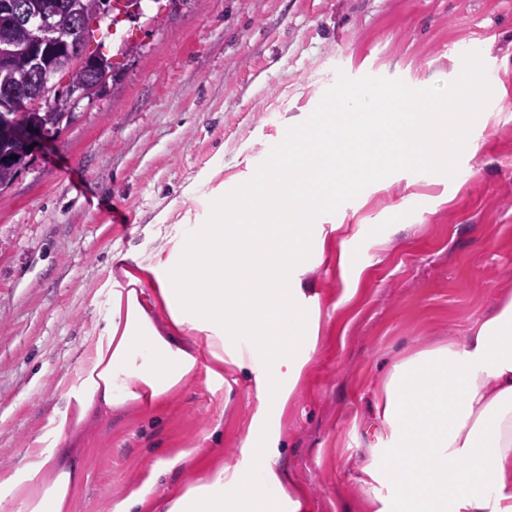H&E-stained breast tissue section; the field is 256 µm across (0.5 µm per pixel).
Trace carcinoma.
<instances>
[{"mask_svg": "<svg viewBox=\"0 0 512 512\" xmlns=\"http://www.w3.org/2000/svg\"><path fill=\"white\" fill-rule=\"evenodd\" d=\"M15 0H0V52L13 56V66L0 70V87L24 80L30 72L28 53L34 41V32L14 20ZM56 4V26L70 32L71 37L61 43H41L39 53L55 75L68 78V84H84L95 78H106L111 63L86 50L94 35L93 24H101L107 12L101 11L102 0H51ZM71 100L58 98L54 89L30 100L26 112H0V188L12 183L19 171L28 164L29 153L15 138L20 126L32 125L45 133L59 129L69 118Z\"/></svg>", "mask_w": 512, "mask_h": 512, "instance_id": "obj_1", "label": "carcinoma"}]
</instances>
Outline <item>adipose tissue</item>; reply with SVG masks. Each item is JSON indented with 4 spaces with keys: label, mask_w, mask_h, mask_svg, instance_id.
<instances>
[{
    "label": "adipose tissue",
    "mask_w": 512,
    "mask_h": 512,
    "mask_svg": "<svg viewBox=\"0 0 512 512\" xmlns=\"http://www.w3.org/2000/svg\"><path fill=\"white\" fill-rule=\"evenodd\" d=\"M482 121L462 96L450 109L431 102L391 112L371 109L362 92L345 94L286 141L252 188L217 194L209 223L179 243L178 263L153 269L171 336L160 335L141 302V266L126 269L131 287L113 292L108 323L87 345L64 408L23 465L0 471L11 512H72L86 480L81 428L128 402L161 399L194 375L197 358L175 339L184 330L205 343L217 380L225 364L252 369L263 354L265 368L253 375L257 414L285 404L319 338L320 309L301 276L314 220L343 190V170L375 176L377 140L387 143L392 166L443 171ZM242 336L252 346L240 347ZM374 416L385 431L364 472L391 490L376 512H512V296L463 343L394 363ZM251 441L249 464L227 462L185 481L160 512H280L271 491L283 474L271 444L257 429Z\"/></svg>",
    "instance_id": "adipose-tissue-1"
}]
</instances>
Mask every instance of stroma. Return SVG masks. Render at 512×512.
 <instances>
[{"instance_id":"obj_1","label":"stroma","mask_w":512,"mask_h":512,"mask_svg":"<svg viewBox=\"0 0 512 512\" xmlns=\"http://www.w3.org/2000/svg\"><path fill=\"white\" fill-rule=\"evenodd\" d=\"M88 49L112 62L106 83L0 188V469L21 466L64 407L126 264L173 256L220 185L248 187L362 72L441 103L473 71L494 77L476 149L451 171L394 168L339 195L302 276L322 330L265 426L282 493L301 512H370L387 490L363 472L369 405L392 364L463 341L512 294V0H142ZM253 414L248 372L228 366L100 416L80 436L74 512H113L134 493L156 512L184 468L153 480L147 462L185 452L202 475L245 459Z\"/></svg>"}]
</instances>
